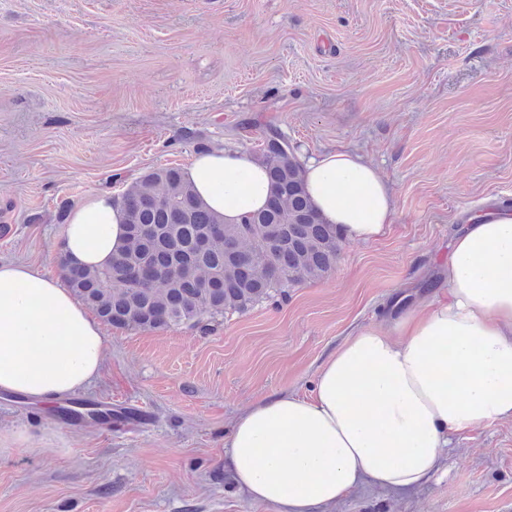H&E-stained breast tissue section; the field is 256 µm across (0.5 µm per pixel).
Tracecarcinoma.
<instances>
[{
  "mask_svg": "<svg viewBox=\"0 0 512 512\" xmlns=\"http://www.w3.org/2000/svg\"><path fill=\"white\" fill-rule=\"evenodd\" d=\"M263 141L271 185L263 209L226 224L202 205L180 168L151 170L121 196L125 248L102 268L61 262L65 285L104 323L138 331L243 314L324 278L342 234L312 207L288 137L270 126Z\"/></svg>",
  "mask_w": 512,
  "mask_h": 512,
  "instance_id": "cac0c4a2",
  "label": "carcinoma"
}]
</instances>
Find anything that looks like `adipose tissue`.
Listing matches in <instances>:
<instances>
[{
	"instance_id": "ef3b65f1",
	"label": "adipose tissue",
	"mask_w": 512,
	"mask_h": 512,
	"mask_svg": "<svg viewBox=\"0 0 512 512\" xmlns=\"http://www.w3.org/2000/svg\"><path fill=\"white\" fill-rule=\"evenodd\" d=\"M315 209L344 238L381 235L395 211L376 167L349 149L302 161ZM202 202L239 223L263 208L264 165L241 150L196 155L184 170ZM126 243L121 205L90 197L63 229L74 264L100 267ZM99 324L61 280L0 263V391L51 403L99 377ZM512 419V212L474 217L455 237L428 302L347 338L310 394L259 400L226 439L239 488L277 512H326L362 484L410 491L448 463L453 435Z\"/></svg>"
}]
</instances>
